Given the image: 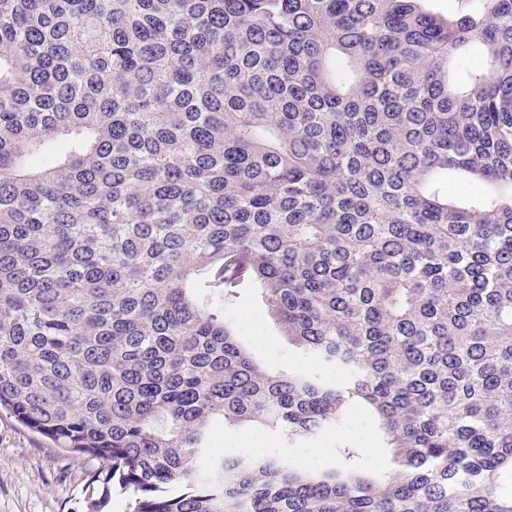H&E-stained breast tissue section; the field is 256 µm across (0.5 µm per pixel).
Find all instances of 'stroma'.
I'll return each instance as SVG.
<instances>
[{
  "label": "stroma",
  "instance_id": "1",
  "mask_svg": "<svg viewBox=\"0 0 512 512\" xmlns=\"http://www.w3.org/2000/svg\"><path fill=\"white\" fill-rule=\"evenodd\" d=\"M224 318L234 328L241 344L268 371L278 373L303 366L312 369L315 376L325 377V369L314 364L283 335L259 287L245 290L237 302L225 306ZM257 336L263 337L262 345L254 344ZM362 425L367 427L373 446L372 451L362 452V464L377 472L385 470L382 434L375 418L358 401L350 403L339 429L328 430L316 438L292 443L271 430L265 436L275 446L273 458L289 459L305 467L311 464L307 449L328 442L337 448L350 444L352 430ZM253 434L250 428H214L210 437L211 457H252L254 450L249 440ZM87 469L85 461L54 448L46 439L0 411V512H86Z\"/></svg>",
  "mask_w": 512,
  "mask_h": 512
}]
</instances>
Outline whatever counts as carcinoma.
<instances>
[{"instance_id": "1", "label": "carcinoma", "mask_w": 512, "mask_h": 512, "mask_svg": "<svg viewBox=\"0 0 512 512\" xmlns=\"http://www.w3.org/2000/svg\"><path fill=\"white\" fill-rule=\"evenodd\" d=\"M421 2L0 0V409L96 462L88 512H512V0ZM252 285L336 378L253 359ZM354 397L381 473L201 470ZM427 10L446 18H456L472 12L476 6L473 0H427Z\"/></svg>"}]
</instances>
